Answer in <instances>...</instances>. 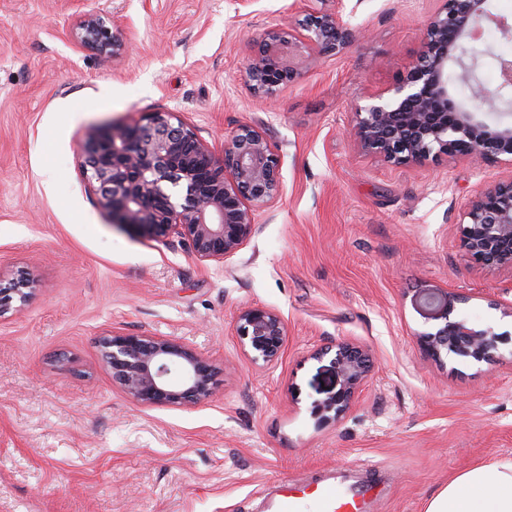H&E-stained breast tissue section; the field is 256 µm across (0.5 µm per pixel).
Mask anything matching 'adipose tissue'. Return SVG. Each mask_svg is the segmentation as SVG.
<instances>
[{
    "mask_svg": "<svg viewBox=\"0 0 512 512\" xmlns=\"http://www.w3.org/2000/svg\"><path fill=\"white\" fill-rule=\"evenodd\" d=\"M425 512H512V461L467 470L430 497Z\"/></svg>",
    "mask_w": 512,
    "mask_h": 512,
    "instance_id": "obj_1",
    "label": "adipose tissue"
}]
</instances>
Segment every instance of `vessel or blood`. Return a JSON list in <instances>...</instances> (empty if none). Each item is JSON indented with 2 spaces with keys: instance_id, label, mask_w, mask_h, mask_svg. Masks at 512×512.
I'll use <instances>...</instances> for the list:
<instances>
[{
  "instance_id": "vessel-or-blood-1",
  "label": "vessel or blood",
  "mask_w": 512,
  "mask_h": 512,
  "mask_svg": "<svg viewBox=\"0 0 512 512\" xmlns=\"http://www.w3.org/2000/svg\"><path fill=\"white\" fill-rule=\"evenodd\" d=\"M304 499L313 502L317 512H364L363 497L339 490L329 483L311 486L287 479L278 483L272 506L274 512H296Z\"/></svg>"
}]
</instances>
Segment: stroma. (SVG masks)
Wrapping results in <instances>:
<instances>
[{"label":"stroma","instance_id":"35a3bbf8","mask_svg":"<svg viewBox=\"0 0 512 512\" xmlns=\"http://www.w3.org/2000/svg\"><path fill=\"white\" fill-rule=\"evenodd\" d=\"M441 0H347L359 39L290 58L296 82L255 92L245 61L304 0H0V277L30 279L0 316V512H262L283 479L368 487L370 512H424L449 479L512 459V270L459 246L467 203L512 166L445 156L396 166L348 134L356 106L392 88ZM96 12L134 34L116 58L80 48L67 16ZM172 111L222 149L264 128L282 193L224 262L179 239L114 227L78 153L90 131ZM467 295L453 315L507 334L494 364H439L416 336L424 294ZM287 325L278 362L252 364L237 313ZM170 336L216 364L209 399L131 400L102 336ZM368 349L371 377L336 422L317 413L330 357Z\"/></svg>","mask_w":512,"mask_h":512}]
</instances>
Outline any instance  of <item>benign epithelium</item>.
Instances as JSON below:
<instances>
[{"instance_id": "7a95c632", "label": "benign epithelium", "mask_w": 512, "mask_h": 512, "mask_svg": "<svg viewBox=\"0 0 512 512\" xmlns=\"http://www.w3.org/2000/svg\"><path fill=\"white\" fill-rule=\"evenodd\" d=\"M306 0L302 27L283 37L261 40L246 63L251 87L272 98L297 73L279 51L337 55L355 37L345 0L324 11ZM486 25L512 36V21L495 14L490 0H442L424 21L421 48L388 96L355 108L351 136L367 154L394 165H415L446 155L489 164L512 165V123L492 127L485 114L512 108V59H496L494 88L477 77L473 44ZM69 33L78 45L115 57L126 39L97 13L75 15ZM467 84L471 98L454 100L449 75ZM80 167L112 224L157 241L177 237L200 262L235 254L252 236L258 209L281 192L278 156L265 130L239 127L224 144L221 159L213 146L173 112H156L142 123L112 124L94 131L80 150ZM459 245L481 269H512V179L495 183L470 201L459 227ZM439 324L418 334L423 351L443 364L449 355L477 363L500 357L501 334L477 329L451 314L463 298L454 293L426 297ZM236 336L255 363L283 354L287 326L272 309L251 306L236 318ZM333 354L336 391L320 410V421H337L361 392L372 362L366 348L338 342ZM101 356L113 379L133 401L150 406H187L212 394L216 365L190 345L163 336L114 333L101 339Z\"/></svg>"}]
</instances>
